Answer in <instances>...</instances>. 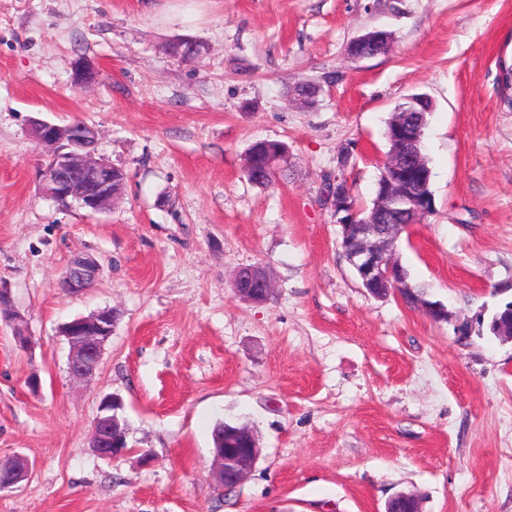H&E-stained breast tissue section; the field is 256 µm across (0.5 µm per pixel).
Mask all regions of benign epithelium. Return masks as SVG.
I'll list each match as a JSON object with an SVG mask.
<instances>
[{
  "label": "benign epithelium",
  "mask_w": 512,
  "mask_h": 512,
  "mask_svg": "<svg viewBox=\"0 0 512 512\" xmlns=\"http://www.w3.org/2000/svg\"><path fill=\"white\" fill-rule=\"evenodd\" d=\"M391 35L382 30L366 32L351 42L346 49L347 59L360 62L384 52ZM99 72L95 64L83 57L72 64V80L77 87L97 82ZM410 104L399 108L393 128L408 120L422 121L427 112V98L421 95L407 97ZM31 137L48 149L49 163L41 169L42 189L46 195L64 207L76 202L93 212H101L112 203V163L96 155L97 131L86 124H57L35 121L30 125ZM418 153L417 141L406 143L402 155H388L383 163L386 178L377 198V206L389 211L407 224H418L430 212L429 195L410 194L408 183L416 178L427 182L429 173L419 165L410 164ZM349 196L343 179L336 178L327 192L332 202L337 223L346 228L343 249L347 262L356 272L362 287L375 297L400 294L406 278L395 253V244L406 224H384L373 214H364L348 206ZM100 273V265L89 255L74 256L62 277L61 286L71 294L91 287ZM237 296L247 302H263L273 293V283L264 267H243L235 276ZM114 317L112 309L103 308L89 316H79L62 327V335L70 345L69 374L78 381H89L99 369L106 343L112 336ZM123 401L107 395L99 404V412L92 421L91 448L100 457L111 458L128 452L125 446L126 428L120 425L118 410ZM233 448H218L214 453V475L226 487L246 481L256 468L261 445L254 430L244 424L231 433ZM28 463L21 457L11 462L0 460V490L10 489L28 473Z\"/></svg>",
  "instance_id": "1"
}]
</instances>
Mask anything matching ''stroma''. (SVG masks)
I'll use <instances>...</instances> for the list:
<instances>
[{
    "label": "stroma",
    "instance_id": "stroma-1",
    "mask_svg": "<svg viewBox=\"0 0 512 512\" xmlns=\"http://www.w3.org/2000/svg\"><path fill=\"white\" fill-rule=\"evenodd\" d=\"M390 32L354 64L346 47ZM190 37L196 61L168 54ZM94 62L78 88L72 62ZM512 0H0V287L33 343L0 321V459L28 458L0 512H512V341L490 321L512 301ZM319 84L298 108L297 81ZM433 102L423 139L434 206L396 242L409 282L450 318L362 288L324 196L345 180L371 208L394 107ZM80 120L124 170L99 213L39 181L32 120ZM288 147L260 188L244 155ZM102 266L62 290L70 259ZM274 293L247 303L234 274ZM116 315L96 376L73 381L64 323ZM40 388H32V378ZM124 402L131 454L90 449L102 396ZM253 426L261 457L227 490L213 429ZM390 41L391 35L386 33V31H368L349 42L346 49L347 59L356 63L372 58L384 52L390 44ZM365 48H371V50L366 51ZM247 279L258 280L262 285V290L256 292L251 288H245ZM273 283L267 275L264 267L259 265L243 267L239 269L235 276V291L237 296L247 302H263L266 301L273 293Z\"/></svg>",
    "mask_w": 512,
    "mask_h": 512
}]
</instances>
